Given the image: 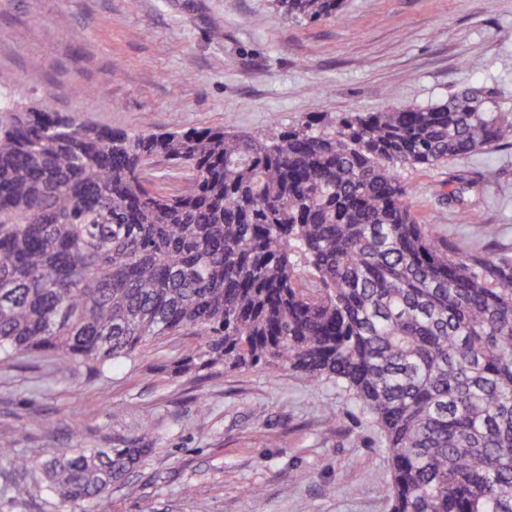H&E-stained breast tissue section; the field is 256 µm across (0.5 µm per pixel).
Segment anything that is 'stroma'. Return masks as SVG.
Segmentation results:
<instances>
[{"instance_id":"stroma-1","label":"stroma","mask_w":512,"mask_h":512,"mask_svg":"<svg viewBox=\"0 0 512 512\" xmlns=\"http://www.w3.org/2000/svg\"><path fill=\"white\" fill-rule=\"evenodd\" d=\"M15 100L131 133L227 125L253 136L308 113L430 105L499 88L512 113V0H345L288 19L275 0H0V73ZM495 169L478 213L439 193ZM435 235L512 255V147L400 170ZM499 229L489 239L486 225ZM170 336L119 369L0 354V441L33 469L0 512H97L46 490L68 448L151 447L106 512H390L391 473L370 419L330 382L281 365L174 372Z\"/></svg>"}]
</instances>
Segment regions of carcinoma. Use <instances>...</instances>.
Segmentation results:
<instances>
[{
	"instance_id": "obj_1",
	"label": "carcinoma",
	"mask_w": 512,
	"mask_h": 512,
	"mask_svg": "<svg viewBox=\"0 0 512 512\" xmlns=\"http://www.w3.org/2000/svg\"><path fill=\"white\" fill-rule=\"evenodd\" d=\"M344 0H277L289 18ZM484 85L434 105L309 118L256 138L226 126L130 134L0 95V351L118 366L198 336L179 373L281 364L370 417L391 512H512V256L461 254L414 210L399 168L508 145ZM185 173L167 193L144 174ZM453 175L448 202L494 181ZM149 448H68L42 465L99 501ZM31 461L0 442V471Z\"/></svg>"
}]
</instances>
